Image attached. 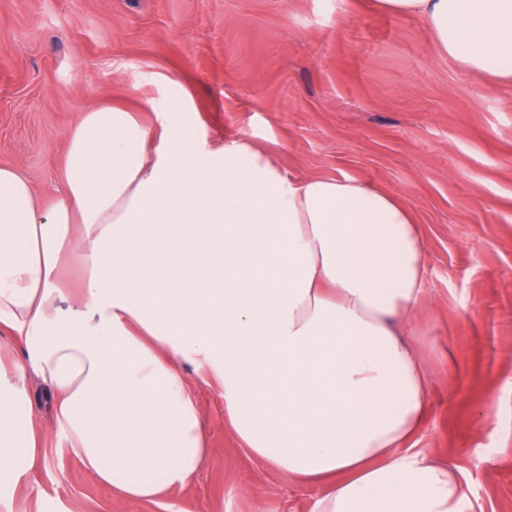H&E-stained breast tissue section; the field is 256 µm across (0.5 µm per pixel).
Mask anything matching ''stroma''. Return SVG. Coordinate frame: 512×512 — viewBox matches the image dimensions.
Masks as SVG:
<instances>
[{"mask_svg": "<svg viewBox=\"0 0 512 512\" xmlns=\"http://www.w3.org/2000/svg\"><path fill=\"white\" fill-rule=\"evenodd\" d=\"M175 112L211 151L247 138L295 177H354L407 205L428 255L411 332L429 409L411 448L454 464L476 512H512V81L462 69L373 0H0V165L58 181L79 114ZM211 448L159 502L120 498L43 409L41 460L0 512H312L183 368Z\"/></svg>", "mask_w": 512, "mask_h": 512, "instance_id": "1", "label": "stroma"}]
</instances>
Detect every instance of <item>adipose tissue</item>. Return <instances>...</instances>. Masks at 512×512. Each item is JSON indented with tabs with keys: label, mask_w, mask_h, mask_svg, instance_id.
<instances>
[{
	"label": "adipose tissue",
	"mask_w": 512,
	"mask_h": 512,
	"mask_svg": "<svg viewBox=\"0 0 512 512\" xmlns=\"http://www.w3.org/2000/svg\"><path fill=\"white\" fill-rule=\"evenodd\" d=\"M465 70L512 79V0H378ZM60 186L0 166V327L82 465L127 500L209 450L183 365L251 452L320 489L313 512H474L458 469L408 451L428 409L409 319L427 258L411 210L351 177L297 179L245 138L219 159L112 105L69 130ZM0 374V486L42 433Z\"/></svg>",
	"instance_id": "1"
}]
</instances>
